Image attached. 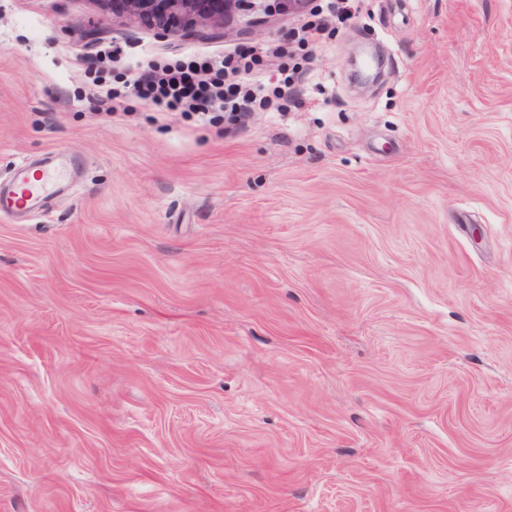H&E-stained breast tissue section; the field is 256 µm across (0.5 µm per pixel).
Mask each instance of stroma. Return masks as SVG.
Returning <instances> with one entry per match:
<instances>
[{
	"label": "stroma",
	"mask_w": 512,
	"mask_h": 512,
	"mask_svg": "<svg viewBox=\"0 0 512 512\" xmlns=\"http://www.w3.org/2000/svg\"><path fill=\"white\" fill-rule=\"evenodd\" d=\"M308 19L0 0V182L70 176L0 215V512H512V0H362L232 136L87 92Z\"/></svg>",
	"instance_id": "1"
}]
</instances>
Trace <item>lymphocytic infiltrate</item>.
Returning <instances> with one entry per match:
<instances>
[{
  "label": "lymphocytic infiltrate",
  "mask_w": 512,
  "mask_h": 512,
  "mask_svg": "<svg viewBox=\"0 0 512 512\" xmlns=\"http://www.w3.org/2000/svg\"><path fill=\"white\" fill-rule=\"evenodd\" d=\"M285 46L262 44L201 60L176 59L160 65L134 66L121 88L95 89L101 111L115 112L124 99H138L161 109L225 112L242 125L255 107H272L283 98L299 100L305 68L293 65L279 86L268 87L255 69L262 62L287 56Z\"/></svg>",
  "instance_id": "f902f5d3"
}]
</instances>
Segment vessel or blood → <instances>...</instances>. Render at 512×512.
I'll return each mask as SVG.
<instances>
[{
  "label": "vessel or blood",
  "mask_w": 512,
  "mask_h": 512,
  "mask_svg": "<svg viewBox=\"0 0 512 512\" xmlns=\"http://www.w3.org/2000/svg\"><path fill=\"white\" fill-rule=\"evenodd\" d=\"M30 165L21 162L13 181L0 187V214L29 212L43 206L59 184L55 166H43L38 178H29Z\"/></svg>",
  "instance_id": "vessel-or-blood-1"
}]
</instances>
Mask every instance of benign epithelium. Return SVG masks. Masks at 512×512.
I'll return each instance as SVG.
<instances>
[{"mask_svg": "<svg viewBox=\"0 0 512 512\" xmlns=\"http://www.w3.org/2000/svg\"><path fill=\"white\" fill-rule=\"evenodd\" d=\"M114 5L126 17L151 25L161 38L181 39L189 33L224 29L239 17L274 10L290 14L306 9L309 0H97Z\"/></svg>", "mask_w": 512, "mask_h": 512, "instance_id": "1", "label": "benign epithelium"}]
</instances>
